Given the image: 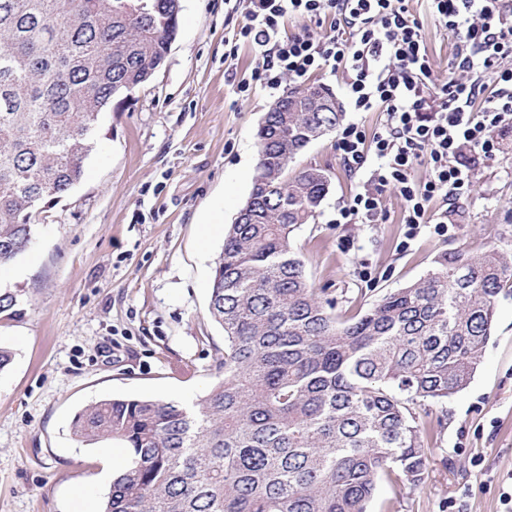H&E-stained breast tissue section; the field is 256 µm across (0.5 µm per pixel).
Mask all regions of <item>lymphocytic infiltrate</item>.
Wrapping results in <instances>:
<instances>
[{
    "mask_svg": "<svg viewBox=\"0 0 512 512\" xmlns=\"http://www.w3.org/2000/svg\"><path fill=\"white\" fill-rule=\"evenodd\" d=\"M410 0H244L238 37L250 42L263 63L252 75L268 92L284 78L316 73L343 75L348 98L359 112L378 111L374 131L351 123L336 149L353 171L376 157L369 183L338 209L340 224H374L384 216V196L404 202L407 239L421 225L448 233V213L435 204L471 188L480 162L503 151L502 132L512 126V0H429L438 25L455 38L459 77L437 84ZM332 17L329 32L282 36L286 17ZM251 83L238 85L245 93ZM426 166L428 175L415 171Z\"/></svg>",
    "mask_w": 512,
    "mask_h": 512,
    "instance_id": "obj_1",
    "label": "lymphocytic infiltrate"
}]
</instances>
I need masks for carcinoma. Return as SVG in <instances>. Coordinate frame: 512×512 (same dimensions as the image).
<instances>
[{
	"label": "carcinoma",
	"mask_w": 512,
	"mask_h": 512,
	"mask_svg": "<svg viewBox=\"0 0 512 512\" xmlns=\"http://www.w3.org/2000/svg\"><path fill=\"white\" fill-rule=\"evenodd\" d=\"M181 0H0V268L33 244L43 213L82 179L101 116L163 64ZM269 111L257 133L252 208L215 260L208 309L224 329L217 381L190 405L106 398L80 412L78 442L128 448L102 512H367L380 473L422 481L413 405L469 383L512 262L492 247L443 253L426 277L336 318L291 234L329 190L290 163L343 118ZM0 291V314L20 313Z\"/></svg>",
	"instance_id": "carcinoma-1"
}]
</instances>
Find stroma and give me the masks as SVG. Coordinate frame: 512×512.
<instances>
[{
	"label": "stroma",
	"mask_w": 512,
	"mask_h": 512,
	"mask_svg": "<svg viewBox=\"0 0 512 512\" xmlns=\"http://www.w3.org/2000/svg\"><path fill=\"white\" fill-rule=\"evenodd\" d=\"M179 32L150 81L104 112L82 182L53 203L30 250L0 271L22 290L20 315L0 317V512H74L73 493L101 504L112 485L107 450L78 443L72 422L103 398L184 403L206 393L224 331L209 314L214 261L251 191L256 133L275 97L237 92L259 58L233 35V0H182ZM409 7L433 64L453 71V39L426 0ZM336 133L293 169L317 166L329 191L291 235L323 300L342 319L426 276L433 259L497 247L512 260V147L476 167L470 191L448 200L450 235L433 226L407 240L404 203L387 194L381 224L335 223L369 177L350 171ZM426 448L419 485L380 476L368 512H504L512 490V291L497 298L482 360L465 389L416 407Z\"/></svg>",
	"instance_id": "stroma-1"
}]
</instances>
